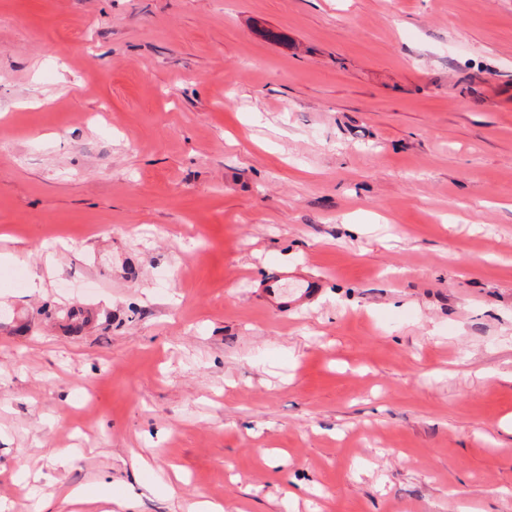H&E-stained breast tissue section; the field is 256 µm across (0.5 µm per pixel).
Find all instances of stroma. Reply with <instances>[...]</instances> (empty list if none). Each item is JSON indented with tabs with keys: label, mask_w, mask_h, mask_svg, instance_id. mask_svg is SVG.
I'll use <instances>...</instances> for the list:
<instances>
[{
	"label": "stroma",
	"mask_w": 512,
	"mask_h": 512,
	"mask_svg": "<svg viewBox=\"0 0 512 512\" xmlns=\"http://www.w3.org/2000/svg\"><path fill=\"white\" fill-rule=\"evenodd\" d=\"M1 253L10 512H512V0H0ZM318 280L297 276L288 271H275L262 288L266 306L272 310H288L310 300L318 292Z\"/></svg>",
	"instance_id": "stroma-1"
}]
</instances>
